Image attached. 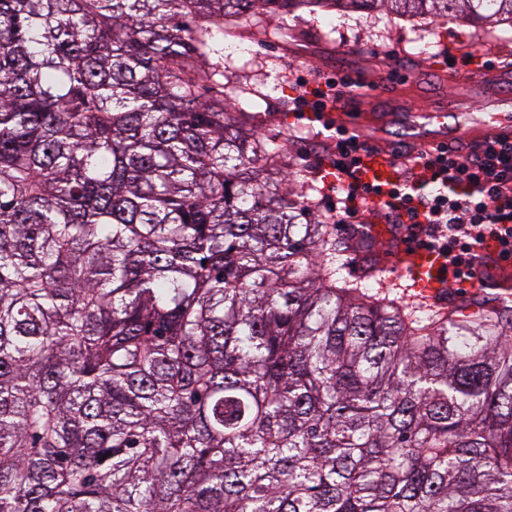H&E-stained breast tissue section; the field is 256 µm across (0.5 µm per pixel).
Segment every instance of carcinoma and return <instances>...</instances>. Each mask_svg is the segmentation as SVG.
<instances>
[{
    "label": "carcinoma",
    "instance_id": "carcinoma-1",
    "mask_svg": "<svg viewBox=\"0 0 512 512\" xmlns=\"http://www.w3.org/2000/svg\"><path fill=\"white\" fill-rule=\"evenodd\" d=\"M512 0H0V512H512V297L336 277L224 21Z\"/></svg>",
    "mask_w": 512,
    "mask_h": 512
}]
</instances>
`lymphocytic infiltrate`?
<instances>
[{
	"label": "lymphocytic infiltrate",
	"instance_id": "f902f5d3",
	"mask_svg": "<svg viewBox=\"0 0 512 512\" xmlns=\"http://www.w3.org/2000/svg\"><path fill=\"white\" fill-rule=\"evenodd\" d=\"M363 143L336 133L331 166L336 170L337 223L376 205L384 219L406 227L408 238L441 251L452 285L475 284L478 249L486 236H497L504 256H512V141L486 139L461 144L438 155L417 150L415 162L429 171L430 182L370 187L355 171Z\"/></svg>",
	"mask_w": 512,
	"mask_h": 512
}]
</instances>
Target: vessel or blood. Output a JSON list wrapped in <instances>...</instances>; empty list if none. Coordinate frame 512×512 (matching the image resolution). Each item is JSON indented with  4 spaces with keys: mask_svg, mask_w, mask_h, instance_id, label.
<instances>
[{
    "mask_svg": "<svg viewBox=\"0 0 512 512\" xmlns=\"http://www.w3.org/2000/svg\"><path fill=\"white\" fill-rule=\"evenodd\" d=\"M447 118L448 113L444 110L411 115L407 122L408 127L421 125L427 129L426 134L414 136V143L435 148L468 136L477 137L489 131L512 138V114L508 112L486 113L473 124L461 125L452 130L447 127ZM340 119L333 112L323 115L324 122L330 124ZM341 120H344L348 133L364 136L372 134L376 116L371 112H353L346 114ZM401 164V157L390 150L371 144L360 154L357 177L362 182L375 183L387 188L401 181ZM481 254L485 261L484 267L480 269L483 281L505 287L512 285V266L500 260L497 241L486 240ZM396 255L402 264H405L406 273L419 297L434 301L444 294L443 270L446 260L439 251L404 246L397 250Z\"/></svg>",
    "mask_w": 512,
    "mask_h": 512,
    "instance_id": "vessel-or-blood-1",
    "label": "vessel or blood"
}]
</instances>
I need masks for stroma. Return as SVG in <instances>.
Segmentation results:
<instances>
[{
    "label": "stroma",
    "instance_id": "stroma-1",
    "mask_svg": "<svg viewBox=\"0 0 512 512\" xmlns=\"http://www.w3.org/2000/svg\"><path fill=\"white\" fill-rule=\"evenodd\" d=\"M472 54L463 65L462 54ZM224 82L237 111L248 113L263 145L281 153V176L306 182L317 215H326L329 191L321 177L336 144L293 110L295 98L336 69L348 71L366 89L356 108L387 113L379 145L404 137L406 113L446 108L450 123L481 112H512V99L498 74L512 69V34L448 18H400L385 13L300 11L264 18L256 27L239 24L224 35ZM395 241L371 240L358 252L336 256V275L357 287L395 299L417 313L440 302L417 298L405 274L391 267ZM379 259L375 275L364 262Z\"/></svg>",
    "mask_w": 512,
    "mask_h": 512
}]
</instances>
